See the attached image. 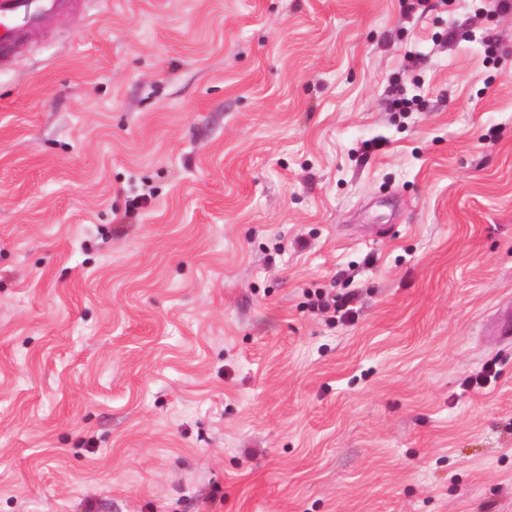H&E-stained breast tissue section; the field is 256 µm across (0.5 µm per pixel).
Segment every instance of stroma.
Segmentation results:
<instances>
[{"mask_svg": "<svg viewBox=\"0 0 512 512\" xmlns=\"http://www.w3.org/2000/svg\"><path fill=\"white\" fill-rule=\"evenodd\" d=\"M511 313L495 0H85L0 54V512H512Z\"/></svg>", "mask_w": 512, "mask_h": 512, "instance_id": "stroma-1", "label": "stroma"}]
</instances>
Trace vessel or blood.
<instances>
[{"label":"vessel or blood","mask_w":512,"mask_h":512,"mask_svg":"<svg viewBox=\"0 0 512 512\" xmlns=\"http://www.w3.org/2000/svg\"><path fill=\"white\" fill-rule=\"evenodd\" d=\"M80 0H0V52L10 51L18 34L54 15L75 10Z\"/></svg>","instance_id":"obj_1"}]
</instances>
